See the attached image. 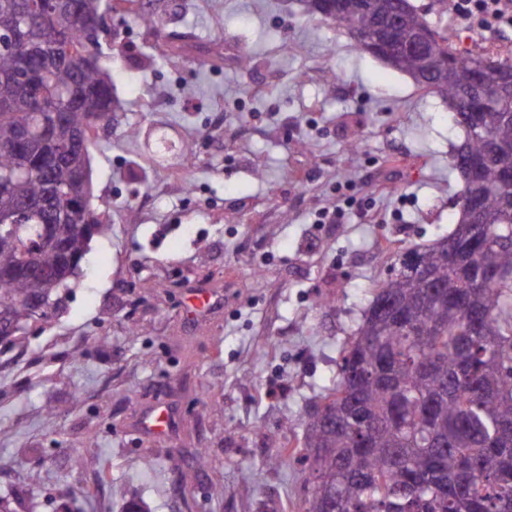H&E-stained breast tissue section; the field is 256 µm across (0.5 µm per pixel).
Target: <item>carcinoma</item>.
<instances>
[{
	"label": "carcinoma",
	"instance_id": "1",
	"mask_svg": "<svg viewBox=\"0 0 512 512\" xmlns=\"http://www.w3.org/2000/svg\"><path fill=\"white\" fill-rule=\"evenodd\" d=\"M299 2L364 50L366 39L385 29L397 50L387 64L448 100L464 129L452 162L461 152L485 159L461 210L470 197L480 200L486 236L472 242L464 213L448 238L405 253L425 275L409 273L401 260L376 286L353 340L340 351L336 386L313 414L285 417V427H302L304 452L278 449L265 465L302 467V512H512V438L499 437L501 425H512V279L499 277L512 272V187L501 183L497 158L498 148H512V92L480 104L484 90L512 71V60L459 58L410 0H343L328 17L321 0ZM104 5L68 0L51 22L80 55L45 75L66 101L55 139L72 148L46 177L30 163L50 149L41 135L47 110L9 82L16 58L0 50V101L7 102L0 106V199L31 207L17 237L0 245V318L7 322L34 316L30 302L51 298L85 261L92 239L109 229L100 220L88 223V212L100 215L95 207H74L84 193L74 170L92 146L86 122L115 102L112 76L87 26ZM421 31L430 36L427 71L408 50ZM20 132L27 136L21 149ZM472 270L483 285L471 283ZM384 365L387 385L376 373ZM358 436L368 447H354Z\"/></svg>",
	"mask_w": 512,
	"mask_h": 512
}]
</instances>
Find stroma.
<instances>
[{
  "mask_svg": "<svg viewBox=\"0 0 512 512\" xmlns=\"http://www.w3.org/2000/svg\"><path fill=\"white\" fill-rule=\"evenodd\" d=\"M148 2L162 38L124 0L101 38L120 108L92 135L91 169L111 230L47 315L0 343V498L11 512H123L132 498L148 512H300L299 466L264 460L301 442L285 416L335 386L399 255L454 230L464 131L296 0ZM411 2L476 51L466 20ZM346 184L368 216L314 223ZM205 286L222 306L187 314ZM159 405L174 424L155 439L138 422Z\"/></svg>",
  "mask_w": 512,
  "mask_h": 512,
  "instance_id": "1",
  "label": "stroma"
}]
</instances>
